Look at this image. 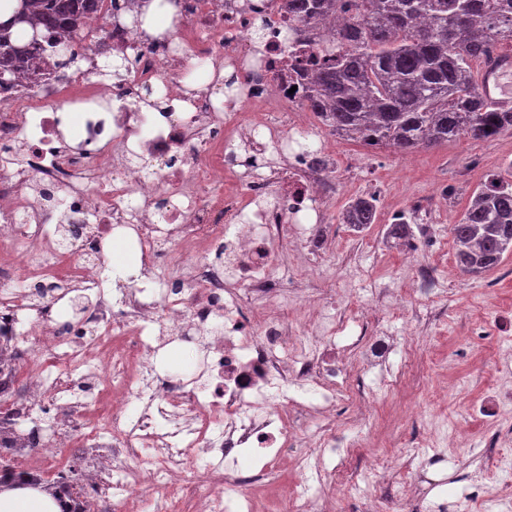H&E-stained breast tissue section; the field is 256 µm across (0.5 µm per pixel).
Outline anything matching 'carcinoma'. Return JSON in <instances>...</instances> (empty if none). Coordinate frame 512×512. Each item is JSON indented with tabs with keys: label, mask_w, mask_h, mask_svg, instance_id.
<instances>
[{
	"label": "carcinoma",
	"mask_w": 512,
	"mask_h": 512,
	"mask_svg": "<svg viewBox=\"0 0 512 512\" xmlns=\"http://www.w3.org/2000/svg\"><path fill=\"white\" fill-rule=\"evenodd\" d=\"M343 18L326 58L302 75V103L329 130L369 147L401 153L462 136L494 139L512 133V112L487 106L480 87L491 40L512 41V0H283L288 20L308 24ZM97 0H17L0 21V83L16 82L35 52L53 56L82 39ZM44 35L29 38L31 30ZM507 176L490 175L450 231L455 265L479 277L512 256V161ZM377 201L358 197L342 223L364 230ZM38 474L0 466V489L42 488Z\"/></svg>",
	"instance_id": "1"
}]
</instances>
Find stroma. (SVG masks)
<instances>
[{
	"label": "stroma",
	"instance_id": "35a3bbf8",
	"mask_svg": "<svg viewBox=\"0 0 512 512\" xmlns=\"http://www.w3.org/2000/svg\"><path fill=\"white\" fill-rule=\"evenodd\" d=\"M336 168L343 172L341 188L330 201L327 221L336 241L321 264V279H300L299 287L317 294L324 279L345 280L344 300L360 306L372 288H396L414 263L431 262L447 277V296L412 314L384 318L394 336L415 337L424 353L412 364L403 383L378 390L364 377L359 394L367 402L365 415L353 406L342 411L341 422L359 428L371 422L373 431L348 458L337 461L341 472L368 471L378 463L376 449L424 447L431 421L460 426L477 439L512 427V413L497 424L484 421L479 410L492 388L512 385L503 364L512 365V349L501 342L499 327L512 317V258L494 271L474 278L454 262L456 245L450 224L460 220L473 191L487 175L500 172L512 160V134L482 140L468 136L402 155L388 148L371 149L344 137L331 136ZM371 191L378 196L377 222L358 233L341 224L349 201ZM405 209L421 249L408 256L387 242L384 233L392 210Z\"/></svg>",
	"mask_w": 512,
	"mask_h": 512
}]
</instances>
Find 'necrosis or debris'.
<instances>
[{
    "mask_svg": "<svg viewBox=\"0 0 512 512\" xmlns=\"http://www.w3.org/2000/svg\"><path fill=\"white\" fill-rule=\"evenodd\" d=\"M186 22L169 38L89 18L83 66L56 62L0 86V346L34 376L36 399L0 401L6 443L38 449L29 471L54 469L52 441L82 451L73 492L100 494L127 512L140 481L152 512H174V488L199 492L200 512H257V492L310 418L319 454L301 462L287 512H328L334 461L356 448L335 409L357 375L390 371L414 355L362 313L315 301L281 277L301 275L282 231L306 263L329 240L324 202L336 159L317 115L300 113L296 71L334 37L292 26L269 0H180ZM271 26L254 50L255 11ZM134 61L124 85L95 81L108 55ZM232 69L236 99L221 102L211 75ZM165 109H142L140 89ZM286 112L287 125L267 120ZM278 154L283 168L237 170V143ZM151 168H133L134 158ZM237 188L225 192V179ZM122 239L138 272L112 275ZM410 290L379 288L372 307L391 315L444 290L431 264ZM167 342L202 343L191 379L152 362ZM196 462L193 473L186 459Z\"/></svg>",
    "mask_w": 512,
    "mask_h": 512,
    "instance_id": "4bbe7bcc",
    "label": "necrosis or debris"
}]
</instances>
